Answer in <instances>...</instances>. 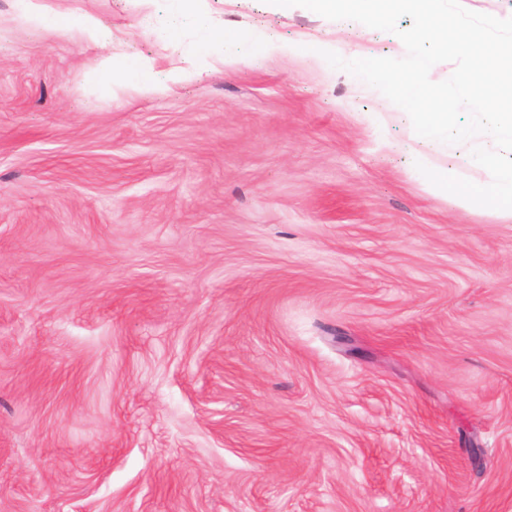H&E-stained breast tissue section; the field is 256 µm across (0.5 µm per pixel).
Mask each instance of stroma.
<instances>
[{"mask_svg":"<svg viewBox=\"0 0 512 512\" xmlns=\"http://www.w3.org/2000/svg\"><path fill=\"white\" fill-rule=\"evenodd\" d=\"M0 0V512H512V217L268 0ZM241 41L200 44L196 13ZM150 58L94 80L108 54ZM23 2V15L33 25L55 32L76 30L85 39L94 42L109 36L102 29L98 20L91 15L74 16L52 13L47 10L44 0H25ZM129 70L138 71L141 75L145 76L148 72V66L146 63H140L135 67L128 68L124 62L113 59L105 61L100 65L96 72V77L102 81L114 84L115 81L122 79Z\"/></svg>","mask_w":512,"mask_h":512,"instance_id":"1","label":"stroma"}]
</instances>
